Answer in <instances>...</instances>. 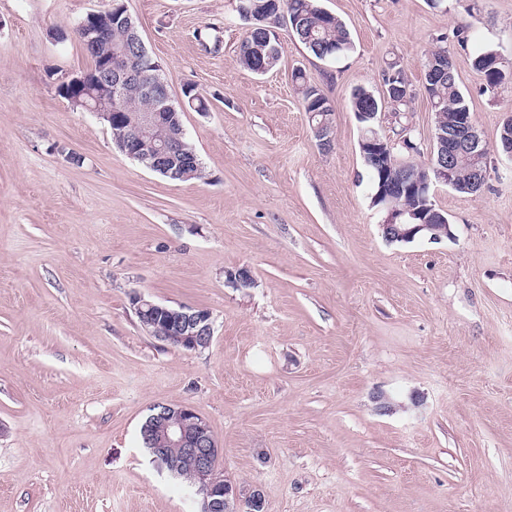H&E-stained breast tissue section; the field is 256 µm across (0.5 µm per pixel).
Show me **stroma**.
<instances>
[{
    "instance_id": "obj_1",
    "label": "stroma",
    "mask_w": 512,
    "mask_h": 512,
    "mask_svg": "<svg viewBox=\"0 0 512 512\" xmlns=\"http://www.w3.org/2000/svg\"><path fill=\"white\" fill-rule=\"evenodd\" d=\"M124 3L172 98L209 100L183 112L203 178L150 171L59 96L91 61L55 32L112 0H0V512H199L142 444L158 404L195 407L266 512H512V159L436 191L454 240L390 244L351 109L390 62L421 85L440 45L495 145L512 85L481 95L473 59L512 66V0H320L351 50L319 59L284 28L263 75L238 61L237 0ZM298 69L334 109L331 150ZM243 266L253 286L228 284ZM138 295L208 310L211 346L150 336Z\"/></svg>"
}]
</instances>
